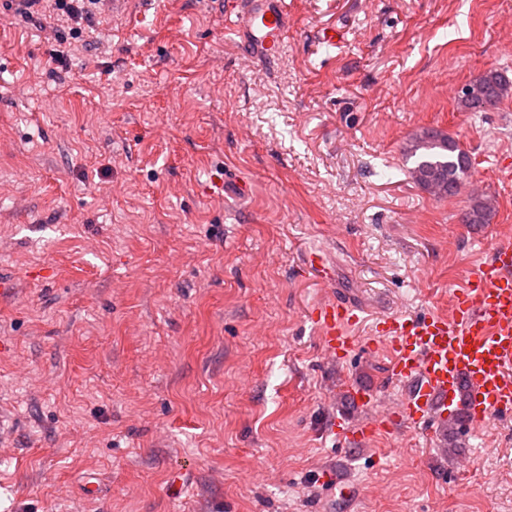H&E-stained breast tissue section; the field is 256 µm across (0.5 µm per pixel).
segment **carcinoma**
Here are the masks:
<instances>
[{"label": "carcinoma", "mask_w": 512, "mask_h": 512, "mask_svg": "<svg viewBox=\"0 0 512 512\" xmlns=\"http://www.w3.org/2000/svg\"><path fill=\"white\" fill-rule=\"evenodd\" d=\"M473 94L462 93L458 98L466 112H485L496 107L512 94V79L496 69L483 73L472 83ZM406 156L414 159L410 173L415 183L430 192L439 183L448 185L445 198L458 196L465 187L472 168L470 155L460 147L452 135L441 130L426 128L416 133L406 144ZM493 209L492 200L476 197L461 212L466 224H485Z\"/></svg>", "instance_id": "obj_1"}]
</instances>
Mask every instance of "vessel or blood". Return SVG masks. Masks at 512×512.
I'll return each instance as SVG.
<instances>
[{
  "label": "vessel or blood",
  "instance_id": "b4317fda",
  "mask_svg": "<svg viewBox=\"0 0 512 512\" xmlns=\"http://www.w3.org/2000/svg\"><path fill=\"white\" fill-rule=\"evenodd\" d=\"M225 10L238 19L244 53L264 61L279 55L288 26L285 0H228ZM312 320L327 360H346L356 346L350 329L359 321L352 303L324 302ZM375 333L391 355V380L407 391L372 420L332 418L329 431L344 444L369 442L401 423L429 432L459 407L470 433L511 416L512 243L496 242L472 269L466 286L454 293L451 316H390L379 320ZM321 482L342 499L358 498L357 486L339 472H325Z\"/></svg>",
  "mask_w": 512,
  "mask_h": 512
}]
</instances>
